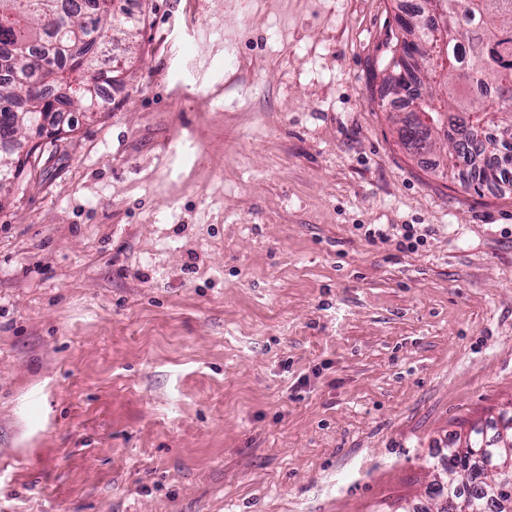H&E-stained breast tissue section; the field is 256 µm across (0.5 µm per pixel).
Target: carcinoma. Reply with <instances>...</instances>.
Here are the masks:
<instances>
[{
	"instance_id": "cac0c4a2",
	"label": "carcinoma",
	"mask_w": 512,
	"mask_h": 512,
	"mask_svg": "<svg viewBox=\"0 0 512 512\" xmlns=\"http://www.w3.org/2000/svg\"><path fill=\"white\" fill-rule=\"evenodd\" d=\"M83 9L66 10L63 0H0V163L14 161V142L24 141L18 116L23 119L44 112L109 109L105 91L112 86V67L86 69L89 52L112 45L113 32L127 33L124 17L112 10V0H85ZM400 32L381 62L387 94L402 97L390 85L388 69L398 51L432 41L424 28H414L403 15L396 18ZM447 71H428L427 99L448 119L468 120L470 131L461 144L448 143L435 169L442 176L460 162L470 166L466 186L479 193L488 185L512 186V123L500 114H512V0H448ZM82 76L90 93L71 98L61 77ZM399 143L411 154H432L431 131L420 116L409 113L397 129ZM499 436L497 423H474L455 434L447 453L438 461L451 481L453 497L471 506L472 512H506L512 505V483L498 486L497 495L486 493L488 475L482 449ZM445 483L435 481L428 494L437 500L446 494Z\"/></svg>"
}]
</instances>
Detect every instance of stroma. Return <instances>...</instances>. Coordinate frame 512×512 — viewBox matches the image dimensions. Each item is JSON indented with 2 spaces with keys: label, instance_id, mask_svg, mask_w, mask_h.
Listing matches in <instances>:
<instances>
[{
  "label": "stroma",
  "instance_id": "1",
  "mask_svg": "<svg viewBox=\"0 0 512 512\" xmlns=\"http://www.w3.org/2000/svg\"><path fill=\"white\" fill-rule=\"evenodd\" d=\"M126 7L112 111L0 187V512H432L512 405V186L397 146L401 0Z\"/></svg>",
  "mask_w": 512,
  "mask_h": 512
}]
</instances>
